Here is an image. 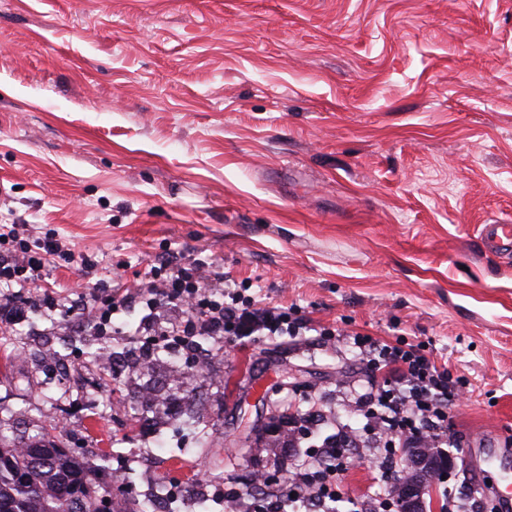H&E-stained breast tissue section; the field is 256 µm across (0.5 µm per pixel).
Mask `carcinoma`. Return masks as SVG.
<instances>
[{"instance_id": "carcinoma-1", "label": "carcinoma", "mask_w": 512, "mask_h": 512, "mask_svg": "<svg viewBox=\"0 0 512 512\" xmlns=\"http://www.w3.org/2000/svg\"><path fill=\"white\" fill-rule=\"evenodd\" d=\"M22 448L0 433V512H114L111 492L78 450L43 437Z\"/></svg>"}]
</instances>
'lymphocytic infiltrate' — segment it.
<instances>
[{"label": "lymphocytic infiltrate", "instance_id": "obj_1", "mask_svg": "<svg viewBox=\"0 0 512 512\" xmlns=\"http://www.w3.org/2000/svg\"><path fill=\"white\" fill-rule=\"evenodd\" d=\"M13 243L9 263L0 265V282L16 283L17 288L0 293V321L21 320L26 312L33 283L29 272L62 260L73 262L70 250L53 237L40 239L38 255H31L17 228L0 232V245ZM199 260L165 263L154 273V285L145 292L103 296L98 291L85 294L83 305L93 307L99 327L110 325L114 314L131 304L142 305L149 313L164 306L179 310L180 316L167 326L151 328L143 351L176 338L189 342L207 336L223 341L225 348L248 342L255 336H301L311 328L310 321L295 309L270 306L243 296L235 281L221 279L210 284ZM353 345L366 363L369 392L360 405L366 418L390 434L385 443L387 456L403 448L427 444L438 448L448 437V410L458 398L456 382L447 368L437 366L421 348L411 345H384L367 335L353 334ZM357 439L348 430H338L318 449L320 465L296 472L289 491L296 500L325 508L327 501L339 498L336 478L353 462Z\"/></svg>", "mask_w": 512, "mask_h": 512}]
</instances>
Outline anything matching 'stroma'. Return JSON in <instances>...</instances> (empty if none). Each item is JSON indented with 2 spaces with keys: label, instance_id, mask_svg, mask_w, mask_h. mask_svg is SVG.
<instances>
[{
  "label": "stroma",
  "instance_id": "stroma-1",
  "mask_svg": "<svg viewBox=\"0 0 512 512\" xmlns=\"http://www.w3.org/2000/svg\"><path fill=\"white\" fill-rule=\"evenodd\" d=\"M507 221L512 0H0V224L77 257L41 272L59 310L0 323V422L94 454L128 512L164 491L167 512H224L276 452L293 473L309 450L272 420L317 408L315 445L362 431L359 351L319 326L421 346L464 383L452 476L425 499L490 512L470 452L512 446V251L482 229ZM175 254L312 331L228 353L203 337L205 365L179 374L160 347L139 375L142 308L103 331L66 314ZM377 443L336 512H370L402 474ZM198 472L202 500L172 495Z\"/></svg>",
  "mask_w": 512,
  "mask_h": 512
}]
</instances>
